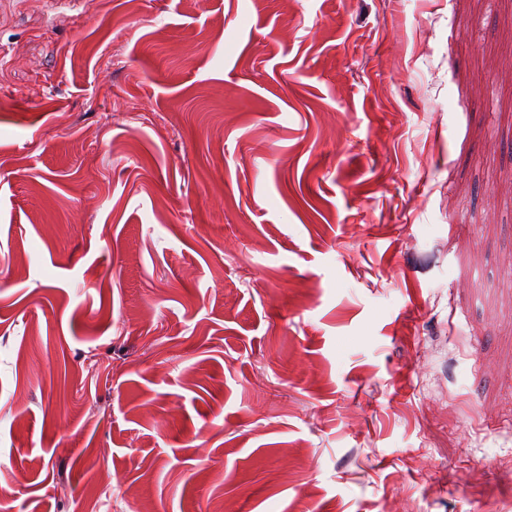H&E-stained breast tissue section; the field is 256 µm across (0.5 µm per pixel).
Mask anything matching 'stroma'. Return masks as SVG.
<instances>
[{
    "label": "stroma",
    "instance_id": "obj_1",
    "mask_svg": "<svg viewBox=\"0 0 512 512\" xmlns=\"http://www.w3.org/2000/svg\"><path fill=\"white\" fill-rule=\"evenodd\" d=\"M0 512H512V0H0Z\"/></svg>",
    "mask_w": 512,
    "mask_h": 512
}]
</instances>
